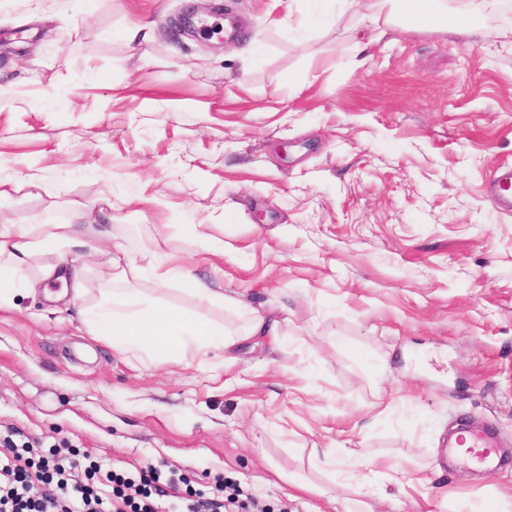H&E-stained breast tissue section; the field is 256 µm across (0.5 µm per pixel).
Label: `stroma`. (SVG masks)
<instances>
[{
  "label": "stroma",
  "mask_w": 512,
  "mask_h": 512,
  "mask_svg": "<svg viewBox=\"0 0 512 512\" xmlns=\"http://www.w3.org/2000/svg\"><path fill=\"white\" fill-rule=\"evenodd\" d=\"M468 8L476 45L316 21L305 0H0V224L111 204L113 244L237 304L140 290L241 336L225 364L119 353L84 329L110 287L97 258L75 256L79 298L31 258L0 309V442L176 467L204 493L222 479L252 512H512V465L447 450L457 423L489 421L512 453V214L485 197L512 164V17ZM192 11L214 24L172 36ZM255 313L276 335H248ZM187 276L190 278L192 287L189 290L201 305L224 308V303L226 304L224 292L217 291L208 283L191 278L189 274Z\"/></svg>",
  "instance_id": "obj_1"
}]
</instances>
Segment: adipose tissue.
<instances>
[{
	"label": "adipose tissue",
	"mask_w": 512,
	"mask_h": 512,
	"mask_svg": "<svg viewBox=\"0 0 512 512\" xmlns=\"http://www.w3.org/2000/svg\"><path fill=\"white\" fill-rule=\"evenodd\" d=\"M345 8L361 21L384 23L403 29L421 26L453 27L471 40L481 37L480 20L469 13L449 15L443 0H345ZM109 229L85 237L73 223L0 225V300L11 294L9 286L17 279L27 260L37 252L56 254L55 263L43 269L44 278L79 282V270L69 263V252L85 248L105 256L117 287L107 302L86 312L88 335L108 342L113 349L149 360H165L178 365L200 363L212 352H233L238 339L223 326L185 310L160 305L143 297L134 283L152 279L156 289L169 286L173 270L164 263L143 266L123 249L107 244Z\"/></svg>",
	"instance_id": "ef3b65f1"
}]
</instances>
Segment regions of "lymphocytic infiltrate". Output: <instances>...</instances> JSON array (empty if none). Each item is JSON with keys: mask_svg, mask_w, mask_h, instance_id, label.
Here are the masks:
<instances>
[{"mask_svg": "<svg viewBox=\"0 0 512 512\" xmlns=\"http://www.w3.org/2000/svg\"><path fill=\"white\" fill-rule=\"evenodd\" d=\"M99 474L110 484L113 496L122 501L114 512H169L168 507L151 502L153 491L163 482L175 489L188 481L179 470L165 475L152 466L132 479L102 472L94 461L78 476L65 467L62 458L44 459L32 468L16 453L6 464H0V512H106L94 482Z\"/></svg>", "mask_w": 512, "mask_h": 512, "instance_id": "obj_1", "label": "lymphocytic infiltrate"}]
</instances>
